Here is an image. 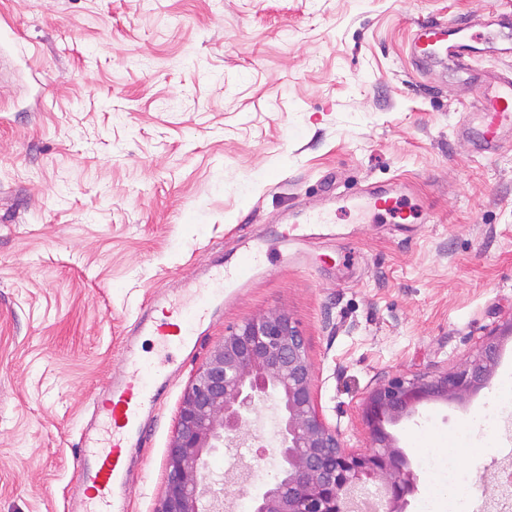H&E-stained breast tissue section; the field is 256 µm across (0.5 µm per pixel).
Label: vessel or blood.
I'll return each instance as SVG.
<instances>
[{
	"label": "vessel or blood",
	"instance_id": "b4317fda",
	"mask_svg": "<svg viewBox=\"0 0 512 512\" xmlns=\"http://www.w3.org/2000/svg\"><path fill=\"white\" fill-rule=\"evenodd\" d=\"M476 37L467 22L420 24L409 42V54L420 69L443 58L461 63L471 56ZM464 112L462 128L476 127L480 148L496 150L501 131L512 126V77L480 85ZM349 203L364 217L388 215L404 221L412 215L404 195L393 189L361 192ZM335 213L332 207L293 210L288 221L294 237L303 241L315 229L333 223ZM268 254L263 242L243 241L235 259L212 266L204 280L145 305L140 318L143 333L153 337L162 353L194 349L225 292L265 271ZM168 368L165 361L145 362L134 346H127L123 369L111 376L105 399L95 406V423L83 436L78 451L80 489L70 497L69 512H125L129 451L141 445L142 424L169 379Z\"/></svg>",
	"mask_w": 512,
	"mask_h": 512
}]
</instances>
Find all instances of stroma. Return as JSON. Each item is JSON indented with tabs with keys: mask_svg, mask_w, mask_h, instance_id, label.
<instances>
[{
	"mask_svg": "<svg viewBox=\"0 0 512 512\" xmlns=\"http://www.w3.org/2000/svg\"><path fill=\"white\" fill-rule=\"evenodd\" d=\"M512 0H0V512H67L83 428L123 359L141 307L212 265L241 236L269 268L219 308L193 353L174 352L163 403L130 468V512H154L183 391L230 328L288 313L308 343L320 402L348 447L387 374L455 370L488 337L495 372L462 400H430L387 430L447 443L512 380V129L498 152L461 132L478 72L512 75ZM481 21L470 65L417 70V23ZM399 186L418 217L340 211L297 267L290 209ZM268 452L208 457L219 481L246 469L238 503L279 467ZM494 447L467 458L475 512H512Z\"/></svg>",
	"mask_w": 512,
	"mask_h": 512,
	"instance_id": "1",
	"label": "stroma"
}]
</instances>
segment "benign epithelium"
Returning <instances> with one entry per match:
<instances>
[{
	"label": "benign epithelium",
	"mask_w": 512,
	"mask_h": 512,
	"mask_svg": "<svg viewBox=\"0 0 512 512\" xmlns=\"http://www.w3.org/2000/svg\"><path fill=\"white\" fill-rule=\"evenodd\" d=\"M498 356L493 337L454 371L379 378L364 407L368 447L348 448L324 416L306 338L287 313H262L224 335L194 372L167 447L155 512H222L233 488L204 480L206 456L241 447L252 416L268 400L277 411L281 469L251 497L250 512H346L348 493L372 487L385 492L381 512H407L418 475L384 423L412 415L423 401L461 400L484 387Z\"/></svg>",
	"instance_id": "7a95c632"
}]
</instances>
